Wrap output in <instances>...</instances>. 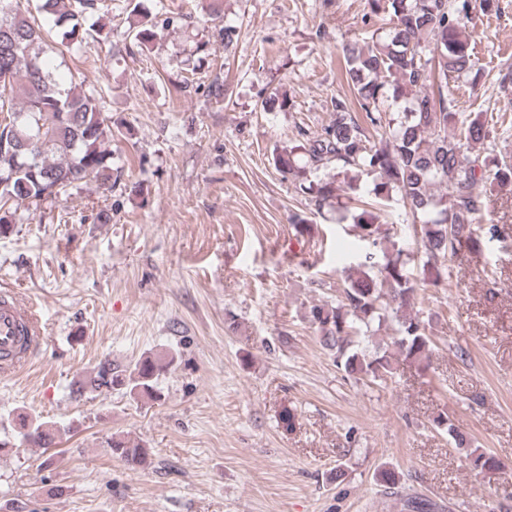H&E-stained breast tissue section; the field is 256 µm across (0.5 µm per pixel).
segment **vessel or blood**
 <instances>
[{"label": "vessel or blood", "instance_id": "1", "mask_svg": "<svg viewBox=\"0 0 512 512\" xmlns=\"http://www.w3.org/2000/svg\"><path fill=\"white\" fill-rule=\"evenodd\" d=\"M45 325L29 298L0 291V376L10 377L27 365L41 348Z\"/></svg>", "mask_w": 512, "mask_h": 512}]
</instances>
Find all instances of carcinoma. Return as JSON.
<instances>
[{"label":"carcinoma","instance_id":"obj_1","mask_svg":"<svg viewBox=\"0 0 512 512\" xmlns=\"http://www.w3.org/2000/svg\"><path fill=\"white\" fill-rule=\"evenodd\" d=\"M496 0H367L369 16L383 15L391 27L386 38L359 48L343 46L347 83L354 102L373 127H387L385 146L371 143L351 103L332 102L333 117L312 139L275 155L279 171L311 196L316 210L339 204L359 189L360 177L375 181L376 195L399 197L403 207L422 216L421 244L427 279L412 277L402 251L388 257L380 275L364 269L349 273L342 299L310 307L322 346L333 352L338 367L356 380L384 382L399 360L426 367L431 356L427 324L416 309L426 280L442 278L447 258L479 242L474 224L484 207L475 187L482 181L512 180V164L496 171L476 153V145L492 128L481 115L459 120L448 105V79L479 76L482 66L464 31L475 10L487 14ZM39 10L54 17L62 41L80 43L90 36L79 17L98 11V0H40ZM155 24L144 19L129 27L144 45L155 36ZM38 27L13 0H0V235L11 230L18 205L64 194L79 182L96 181L112 188V121L101 98L76 85L61 88L45 58ZM409 101L400 120L383 122L381 106L388 99ZM320 169H338L342 184L332 177L314 181ZM443 189L436 194L433 188ZM360 238L377 243V217L363 209L353 216ZM391 324L392 344L369 357L358 350L355 337L372 325ZM169 363L145 355L131 368L118 370L101 362L80 384L91 392L124 390L157 402V381ZM22 442L34 448L56 443L60 428L49 422L19 418ZM112 456L125 465H145L149 449L140 441L114 434L106 441Z\"/></svg>","mask_w":512,"mask_h":512}]
</instances>
